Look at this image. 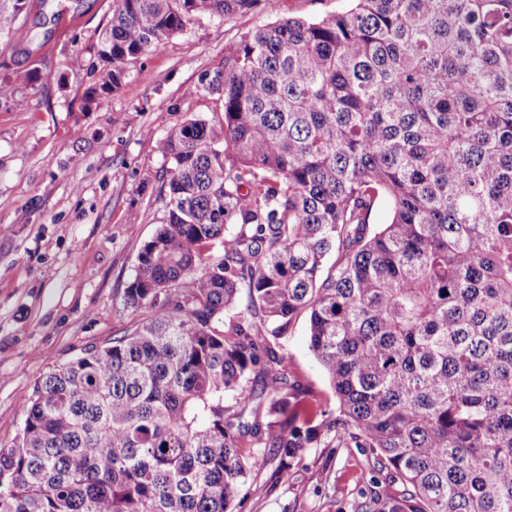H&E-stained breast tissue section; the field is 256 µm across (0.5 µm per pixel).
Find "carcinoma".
Listing matches in <instances>:
<instances>
[{
	"label": "carcinoma",
	"instance_id": "1",
	"mask_svg": "<svg viewBox=\"0 0 512 512\" xmlns=\"http://www.w3.org/2000/svg\"><path fill=\"white\" fill-rule=\"evenodd\" d=\"M259 2L111 0L88 103ZM353 2L247 31L201 76L221 117L157 141L140 320L35 384L0 512H236L323 431L406 486L388 512H512V0ZM26 13L0 0V40ZM301 314L335 411L283 369Z\"/></svg>",
	"mask_w": 512,
	"mask_h": 512
}]
</instances>
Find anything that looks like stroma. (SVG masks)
<instances>
[{
  "label": "stroma",
  "instance_id": "obj_1",
  "mask_svg": "<svg viewBox=\"0 0 512 512\" xmlns=\"http://www.w3.org/2000/svg\"><path fill=\"white\" fill-rule=\"evenodd\" d=\"M109 4L29 0L11 43L0 46V448L12 445L39 378L129 326L123 290L165 216L157 176L166 163L155 139L185 117H213L201 75L221 66L241 33L282 17L322 18L350 0H260L229 20L200 16L90 105ZM31 69L38 78L23 80ZM307 329L299 316L282 339L285 366L331 407ZM373 464L368 449L324 439L289 469L270 457L237 512H382L398 488Z\"/></svg>",
  "mask_w": 512,
  "mask_h": 512
}]
</instances>
